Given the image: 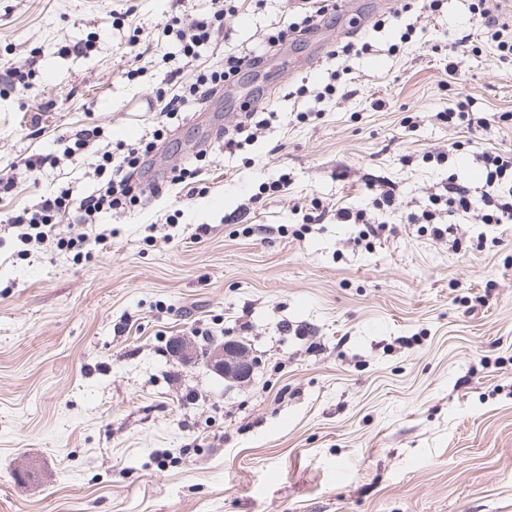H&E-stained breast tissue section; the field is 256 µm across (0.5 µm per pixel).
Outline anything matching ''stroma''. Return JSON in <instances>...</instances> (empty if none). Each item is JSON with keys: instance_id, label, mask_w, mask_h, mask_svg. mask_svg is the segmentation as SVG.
Returning <instances> with one entry per match:
<instances>
[{"instance_id": "obj_1", "label": "stroma", "mask_w": 512, "mask_h": 512, "mask_svg": "<svg viewBox=\"0 0 512 512\" xmlns=\"http://www.w3.org/2000/svg\"><path fill=\"white\" fill-rule=\"evenodd\" d=\"M291 5L236 0L190 60L165 21L217 0H0V74L34 68L0 94V172L15 176L0 221L51 190L80 200L103 152L158 128L157 166L198 163L204 188L154 194L135 175L141 206L106 217L108 245L77 260L0 231V512H512V224L463 225L458 248L405 221L449 173L483 185L485 149L512 150V65L469 0L399 16L344 0L319 39L265 46ZM467 34L479 49L449 73ZM350 41L367 52L333 57ZM78 42L90 52H69ZM252 50L259 66L206 103L135 111ZM334 70L349 96L318 98ZM258 85L272 119L225 149ZM460 100L491 129L437 120ZM93 127L92 147L66 154ZM48 153L28 177L24 159ZM368 180L399 203L376 213L394 231L372 247L354 244L359 225L295 209L360 203ZM227 336L257 362L248 382L170 354L177 338L200 352Z\"/></svg>"}]
</instances>
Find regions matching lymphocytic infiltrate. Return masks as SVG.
<instances>
[{"label":"lymphocytic infiltrate","mask_w":512,"mask_h":512,"mask_svg":"<svg viewBox=\"0 0 512 512\" xmlns=\"http://www.w3.org/2000/svg\"><path fill=\"white\" fill-rule=\"evenodd\" d=\"M471 11L479 18L486 40L495 44L500 61L512 62V26L492 15L485 0H473ZM223 27L224 12L219 9L206 18L171 17L164 31L175 34L182 44L184 57L192 59L197 57L199 47L219 37ZM256 63V58L248 55L225 56L223 68L198 72L188 87L187 95L172 97L164 104V112L171 114L180 111L190 98L199 102L206 101L223 88L228 80L236 78L243 67ZM154 147V142L149 141L145 145L128 148L118 163L113 162L111 152H104L94 169L95 175L101 179L95 192L75 204L71 203L67 192L63 190L42 194L31 207L10 216L7 220L8 228L19 230L22 241H52L59 249L75 253L82 252L90 239L106 243V235H92L88 229L95 226L102 215L136 206L138 197L133 192L131 181L144 166L146 157ZM481 159L485 190L473 191L456 174H449L448 182L441 192L428 195L423 208L407 214L408 223L430 225L434 239L441 240L449 236L457 246L461 245L462 240L455 237L453 231L460 221L470 224H511L512 152L492 147L482 152ZM396 206L393 190L370 183L365 187L363 204L341 207L333 212L314 199L303 221L307 224H322L332 215L338 223L360 225L359 240H377L384 236L387 227L373 220V212L392 210ZM66 212L72 214L74 223L83 225V232L71 234L61 228L58 218Z\"/></svg>","instance_id":"f902f5d3"}]
</instances>
